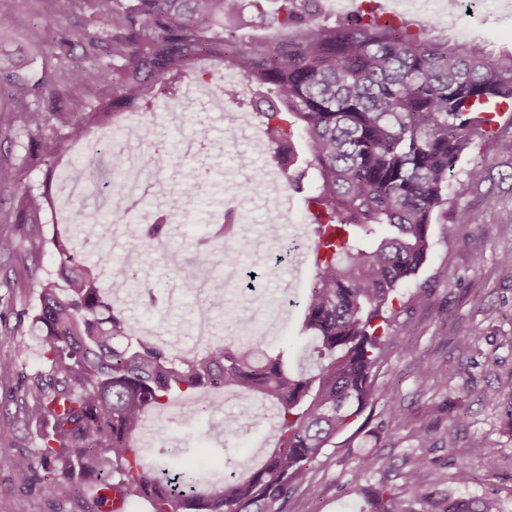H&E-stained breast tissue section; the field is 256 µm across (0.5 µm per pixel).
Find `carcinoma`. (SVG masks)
I'll return each mask as SVG.
<instances>
[{
	"label": "carcinoma",
	"mask_w": 512,
	"mask_h": 512,
	"mask_svg": "<svg viewBox=\"0 0 512 512\" xmlns=\"http://www.w3.org/2000/svg\"><path fill=\"white\" fill-rule=\"evenodd\" d=\"M275 3L273 11L265 3ZM70 17L48 27L45 51L57 68L36 73L4 45L13 37L0 14V85L10 91L0 104V134L28 136V163L44 166L64 141L82 139L88 126L120 109L162 97L177 98L191 71L205 58L215 71L252 82L250 106L283 168L294 162V141L304 146L305 168L317 174L307 200L316 248L315 279L302 303L301 334L316 356L296 372L288 348L269 351L260 327L245 340L229 338L195 354L174 352L135 334L126 310L101 283L104 269L80 259L76 239L32 234L26 255L11 268V282L36 278L28 259L50 249L60 258L56 277L39 281L37 304L16 314L41 342L42 367L23 388L21 417L0 419V463L14 456L6 440L21 422L35 428V460L13 472V484L48 500L65 487L86 512H125L146 502L150 512H283L291 489L311 494V465L362 414L392 396L378 389L376 372L388 352L402 353L392 330L399 288L426 262L434 214L451 205L456 221L478 224L466 203L490 178L475 161L455 170L477 139L505 142L512 150V56L494 60L428 36L401 22H380L372 10L329 24L311 0H54ZM112 77V92L89 100L74 116L63 99L88 81ZM167 168L154 160L149 191L165 200L153 223L131 244L137 252L167 234L169 217L188 215L177 184H194L186 166L155 183ZM74 175L96 186L117 181L112 159L87 162ZM19 184L10 159H0V188ZM45 191L18 189L1 224L23 230L41 223ZM235 225L221 224V247L205 251L218 266L236 245ZM181 274L180 286L196 288L191 259L179 250L164 255ZM220 387L255 394L277 409L279 439L258 468L206 480L196 468L172 469L133 443L151 407L180 397L193 409L218 403L201 393ZM420 462L406 484L424 512H471L470 502L433 497L420 482ZM369 512H397L395 488L384 482L359 486Z\"/></svg>",
	"instance_id": "1"
}]
</instances>
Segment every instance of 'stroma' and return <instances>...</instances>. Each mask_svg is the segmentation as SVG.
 Masks as SVG:
<instances>
[{
  "instance_id": "1",
  "label": "stroma",
  "mask_w": 512,
  "mask_h": 512,
  "mask_svg": "<svg viewBox=\"0 0 512 512\" xmlns=\"http://www.w3.org/2000/svg\"><path fill=\"white\" fill-rule=\"evenodd\" d=\"M9 14L17 39L35 48L45 38V25L57 21L53 0H0V14ZM460 31L451 35L442 24L431 27L432 37L494 55L512 53V19L501 20L494 12L475 14L459 11ZM179 119L170 122L167 112H140L141 125L151 127L160 154L170 170L186 164L198 168V184L188 190L191 219H176L169 235L130 252L129 240L145 224L143 211L128 213L120 222L104 217L102 228L109 241V280L114 299L125 306L134 328L145 336H158L173 350H198L196 336L197 298L194 290H183L179 299L169 296L177 277L165 266L163 257L172 249L196 255L197 242L210 235L211 216L227 205H235L241 246L232 264L200 267L199 278L227 277L230 286L224 297L212 300L208 324L213 338L241 335L239 320L251 318L256 307L285 295L303 301L315 277L312 262L291 267L278 262L294 225L281 224L278 235H270L267 224L274 196L289 197L296 215H304L306 199L316 186L308 174L305 188L291 191L285 179L247 191L254 172L270 171L268 155H255L251 137L262 134L252 123L251 137L237 129L238 118H250L248 104L224 103L215 110L180 100ZM473 157L485 160L491 178L468 197L480 212L477 224H460L451 208L436 213L431 226L433 247L426 264L402 288L403 295L428 290L426 307L407 306L397 314L393 329L404 346L402 353L386 354L377 382L393 392L390 405H376L369 420L374 437L346 431L327 448L312 466L310 481L318 489L310 494L298 487L288 496L284 512H362L363 497L355 483L358 458L373 452L378 464L364 480L386 482L397 493L399 512H422L405 484V475L415 460H422L425 484L443 496L451 494L488 502L492 512H512V232L504 231L501 220L512 212V156L493 142H477ZM14 253L0 252V417L14 416L13 400L19 392L21 375L35 373L41 363V346L36 336L15 325L17 311L32 308L37 287L16 285L6 276ZM154 290L159 304L145 310L142 295ZM481 329L478 341L466 343L472 330ZM431 365L443 385L421 383L419 365ZM249 397L228 399L222 413L203 418L200 424L185 422V401L171 402L151 412L146 428L136 439L139 447L155 456L176 454L186 466L242 473L273 447L279 437L276 423L265 417H244ZM241 419V435L225 441L221 421ZM463 418L456 438H449L448 424ZM432 426L431 441L420 443L410 435L411 427ZM16 452L10 462L0 464V512H82L69 494L48 501L36 492L11 483L15 467L33 460L34 435L18 427L10 436ZM466 458L475 475L470 483L456 478L454 460Z\"/></svg>"
}]
</instances>
